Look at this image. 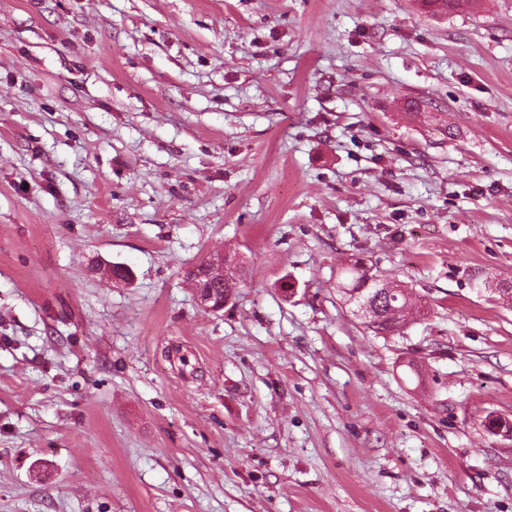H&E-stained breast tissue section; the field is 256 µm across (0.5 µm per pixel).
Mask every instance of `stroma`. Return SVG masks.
I'll list each match as a JSON object with an SVG mask.
<instances>
[{"mask_svg":"<svg viewBox=\"0 0 512 512\" xmlns=\"http://www.w3.org/2000/svg\"><path fill=\"white\" fill-rule=\"evenodd\" d=\"M357 258L427 316L367 330ZM478 274L512 282V0H0V512H512ZM207 266L199 268L197 266H191L185 271L186 278H193L199 275L201 272L210 276L220 275L223 278L231 276L232 273L237 274V265L234 263H227L224 265V257L221 256V260L212 259L207 261ZM239 280L240 279H238V282L236 284H234L232 287H225V288H224V285L221 283V281H216V280H212L209 278H207L203 281H195V280H189V281H191L193 288H215L217 293L224 294V292H225L224 299H220V300H217L212 294H209L206 292L196 293V298H197V301L201 308H203L204 310H206L208 312L217 313V312L224 310V304H225L224 300H227L231 296L232 291L235 288H241L242 286L245 285L244 281H243L239 287V284H240ZM227 288H232V289H227Z\"/></svg>","mask_w":512,"mask_h":512,"instance_id":"obj_1","label":"stroma"}]
</instances>
